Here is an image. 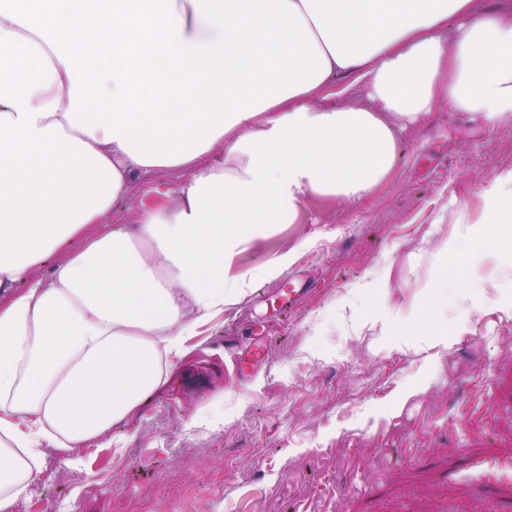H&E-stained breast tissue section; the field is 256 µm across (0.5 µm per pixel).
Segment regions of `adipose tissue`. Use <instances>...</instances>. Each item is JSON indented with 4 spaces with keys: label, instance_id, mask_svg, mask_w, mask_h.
Masks as SVG:
<instances>
[{
    "label": "adipose tissue",
    "instance_id": "obj_1",
    "mask_svg": "<svg viewBox=\"0 0 512 512\" xmlns=\"http://www.w3.org/2000/svg\"><path fill=\"white\" fill-rule=\"evenodd\" d=\"M335 82L342 104L323 95ZM512 119V12L475 0H0V512L132 420L244 295L235 259L383 187L397 134ZM134 223H100L135 175ZM473 242L512 251V169ZM50 275L25 280L74 237ZM156 181H164L171 187L176 188L182 181V175L162 173L148 177L136 176L126 197L113 208L112 215L103 223L109 224L112 221V224H131L142 203H147L150 200L149 189Z\"/></svg>",
    "mask_w": 512,
    "mask_h": 512
}]
</instances>
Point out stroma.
<instances>
[{
	"label": "stroma",
	"mask_w": 512,
	"mask_h": 512,
	"mask_svg": "<svg viewBox=\"0 0 512 512\" xmlns=\"http://www.w3.org/2000/svg\"><path fill=\"white\" fill-rule=\"evenodd\" d=\"M510 168L512 120L488 129L447 109L400 132L385 189L316 206L317 223L276 225L239 256L247 272L299 249L278 277L246 280L133 421L45 447L14 512H512V275L466 236ZM157 179L135 177L112 222L132 223ZM451 238L485 278L437 292ZM303 283L314 291L261 366L228 350Z\"/></svg>",
	"instance_id": "1"
}]
</instances>
